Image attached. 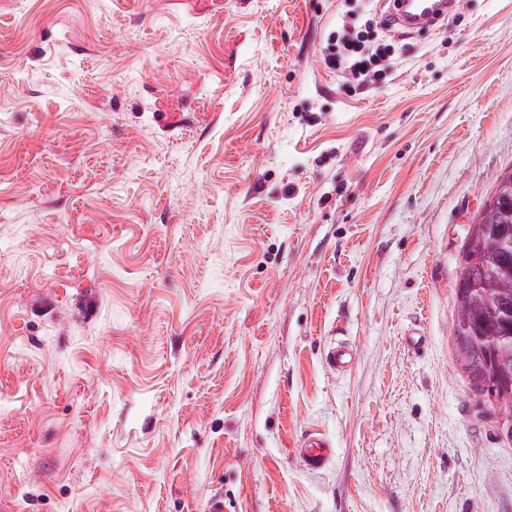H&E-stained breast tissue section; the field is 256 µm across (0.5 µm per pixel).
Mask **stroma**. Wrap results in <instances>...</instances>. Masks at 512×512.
Masks as SVG:
<instances>
[{"mask_svg":"<svg viewBox=\"0 0 512 512\" xmlns=\"http://www.w3.org/2000/svg\"><path fill=\"white\" fill-rule=\"evenodd\" d=\"M345 9L0 0V512H512L454 345L512 0L395 33L350 93ZM355 15L359 16L353 8L340 15L336 30L328 38L330 52L323 55V63L327 69L340 73L343 87L356 91L391 76L392 62L388 48L382 44L375 46L376 29L385 27L381 18L374 17L363 26H356L349 18ZM352 357V348L343 343L330 344L326 353L327 364L337 372L346 370L352 362ZM293 453L309 470H318L332 454V446L322 434L310 433L298 443V448H293Z\"/></svg>","mask_w":512,"mask_h":512,"instance_id":"35a3bbf8","label":"stroma"}]
</instances>
